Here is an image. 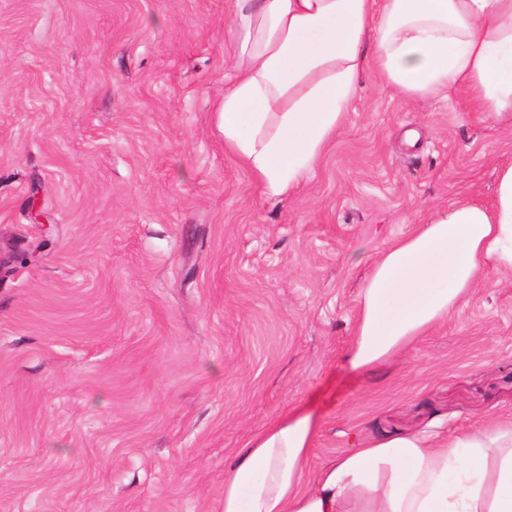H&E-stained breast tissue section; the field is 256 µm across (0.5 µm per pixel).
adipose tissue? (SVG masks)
<instances>
[{"instance_id": "adipose-tissue-1", "label": "adipose tissue", "mask_w": 512, "mask_h": 512, "mask_svg": "<svg viewBox=\"0 0 512 512\" xmlns=\"http://www.w3.org/2000/svg\"><path fill=\"white\" fill-rule=\"evenodd\" d=\"M224 147L262 194H293L342 127L359 79L465 90L512 116V0H235ZM512 272V163L491 205L434 211L373 263L349 364L388 363L445 322L487 269ZM318 425L285 411L224 472L222 512H512V421L451 437L385 436L310 466Z\"/></svg>"}]
</instances>
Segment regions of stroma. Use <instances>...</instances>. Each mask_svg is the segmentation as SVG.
<instances>
[{
    "mask_svg": "<svg viewBox=\"0 0 512 512\" xmlns=\"http://www.w3.org/2000/svg\"><path fill=\"white\" fill-rule=\"evenodd\" d=\"M233 0H0V512H221L289 408L312 469L360 440L512 416V273L376 369L347 355L373 261L491 203L512 124L358 85L294 194L224 149Z\"/></svg>",
    "mask_w": 512,
    "mask_h": 512,
    "instance_id": "1",
    "label": "stroma"
}]
</instances>
